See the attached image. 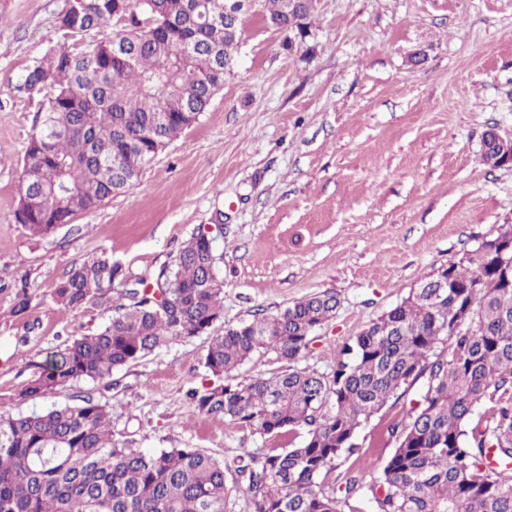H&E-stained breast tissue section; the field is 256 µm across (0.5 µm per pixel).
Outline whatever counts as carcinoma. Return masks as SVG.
Listing matches in <instances>:
<instances>
[{
    "label": "carcinoma",
    "mask_w": 512,
    "mask_h": 512,
    "mask_svg": "<svg viewBox=\"0 0 512 512\" xmlns=\"http://www.w3.org/2000/svg\"><path fill=\"white\" fill-rule=\"evenodd\" d=\"M131 20L95 46L88 62L69 46L47 53L23 87L55 94L30 138L31 168L44 207L15 211L44 236L127 191L143 167L206 111L224 87L228 0H128ZM284 0H257L262 20L280 19ZM115 18L112 0H85L57 20L81 36ZM512 224L448 263V285L432 274L400 304L343 346L335 370L298 367L315 332L335 316L332 292L269 317L215 332L224 318V280L200 231L157 278L159 293L118 289L123 266L104 254L55 282L63 309L112 311L95 332L51 352L18 392L41 397L79 381L112 386L113 372L174 338L210 337L204 367L213 381L189 394L192 413L220 416L267 437L298 428L303 439L240 459L251 512H344L356 481L336 496V461L359 452V431L401 389L424 382L417 405L388 429L395 450L372 491L373 512H512ZM445 351H437L442 340ZM286 369L238 379L255 353ZM224 463L196 448L144 452L112 433L109 404L89 398L31 415L0 414V512H226Z\"/></svg>",
    "instance_id": "cac0c4a2"
}]
</instances>
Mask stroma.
Masks as SVG:
<instances>
[{"instance_id":"1","label":"stroma","mask_w":512,"mask_h":512,"mask_svg":"<svg viewBox=\"0 0 512 512\" xmlns=\"http://www.w3.org/2000/svg\"><path fill=\"white\" fill-rule=\"evenodd\" d=\"M68 0H0V413H42L91 396L137 448H197L223 461L227 512H247L241 455L288 446L220 417L197 416L188 391L206 379L208 337L174 339L114 372L111 390L82 381L43 397L18 393L36 363L110 311L64 310L51 297L72 266L101 252L149 288L203 224L224 279V322L271 316L335 292L304 367L331 373L345 343L448 262L512 224V169L481 157L488 128L512 138V0H317L303 44L254 16L233 71L198 121L143 168L124 194L44 237L14 219L30 136L54 94L22 78L53 47L79 52L116 27L71 40ZM425 59L413 64L415 51ZM29 306L16 308L17 292ZM409 388L364 423L340 459L361 512L393 453L387 428L414 405Z\"/></svg>"}]
</instances>
